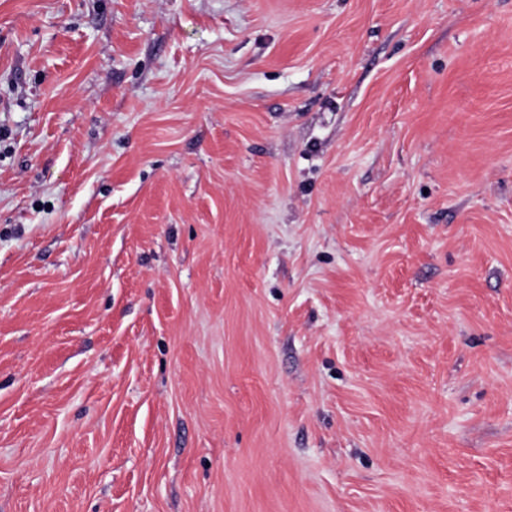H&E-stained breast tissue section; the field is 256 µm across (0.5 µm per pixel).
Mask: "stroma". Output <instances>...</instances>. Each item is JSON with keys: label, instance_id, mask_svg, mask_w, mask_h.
Here are the masks:
<instances>
[{"label": "stroma", "instance_id": "1", "mask_svg": "<svg viewBox=\"0 0 512 512\" xmlns=\"http://www.w3.org/2000/svg\"><path fill=\"white\" fill-rule=\"evenodd\" d=\"M0 512H512V0H0Z\"/></svg>", "mask_w": 512, "mask_h": 512}]
</instances>
